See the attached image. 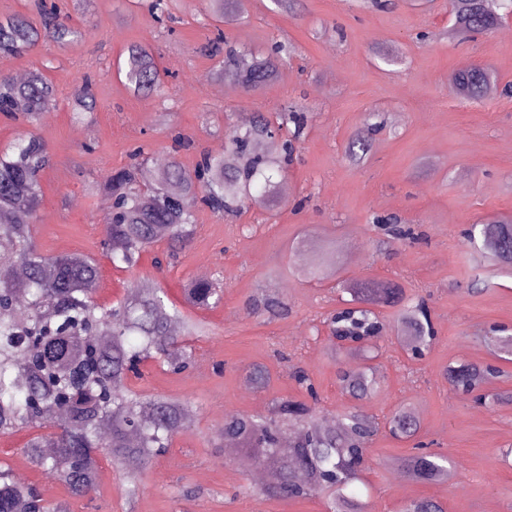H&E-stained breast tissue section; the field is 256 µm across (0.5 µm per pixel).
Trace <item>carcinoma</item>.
<instances>
[{
  "instance_id": "obj_1",
  "label": "carcinoma",
  "mask_w": 512,
  "mask_h": 512,
  "mask_svg": "<svg viewBox=\"0 0 512 512\" xmlns=\"http://www.w3.org/2000/svg\"><path fill=\"white\" fill-rule=\"evenodd\" d=\"M226 0H207V11L217 23H228ZM455 27L461 34L487 32L497 18L480 10V0H452ZM39 19L31 22L13 17L0 20V57L30 52L41 44L58 48L73 45L80 31L55 4L40 0ZM216 44H224L219 73L232 70L243 88L256 92L274 79L277 60H258L237 49L216 28ZM126 85L137 95L151 97L164 86L163 72L153 49L133 44L125 65L118 68ZM453 90L468 101H480L496 85L488 69L473 65L454 74ZM55 88L42 73L32 71L26 82L0 75V112L10 114L25 129L0 148V239L11 241L0 251V435L29 432L22 452L36 467L52 474L75 497L89 496L97 486L105 456L125 484V495L136 499L144 488L147 470L166 453L175 437L189 428V402L162 394L143 395L132 381L143 377V367L155 363L173 374L195 364L194 342L205 335L206 323L185 316L156 282H132L114 302H101L98 261L82 252L48 256L38 247L35 223L41 199V177L53 162L47 143L34 129L54 100ZM97 108L90 83L74 97L73 119L89 122ZM306 117L294 110L271 118L262 112L248 123L229 131L224 152L205 153L195 169L183 166L178 152L191 146L179 134L168 163L146 180L142 176L148 157L139 147L132 162L93 182L91 190L112 198L105 217L101 253L112 264L128 269L137 266L142 254L158 244L165 246L155 267L163 269L186 249L194 235L195 208L204 205L218 213L238 212L247 207L267 208L278 203L280 177L291 160ZM294 124L292 138L267 151L260 142H271L274 131ZM371 146L369 133L355 134L347 144L352 160L364 158ZM389 226L397 239H416L413 230L376 217ZM469 244L512 266V218L475 224L467 232ZM330 256L313 249L308 263L298 267L303 277H323ZM22 266V278L13 275ZM337 285L351 295L352 306L329 319L332 350L351 355L367 354L390 329L378 311L382 305L400 303L397 323L406 348L423 355L434 343L430 311L424 301L405 298L404 291L390 285L373 288L366 282L340 280ZM224 297L219 279L191 280L183 288L186 305L206 310ZM259 315L276 317L285 311L281 301L266 296L252 302ZM481 340L501 352L512 353V336H499L491 329ZM498 369L490 364H461L448 368L449 385L466 394H476L488 406L509 400V395L490 396L482 389ZM342 391L352 401L370 398L378 388L374 368L337 371ZM390 435L412 439L419 432V417L408 406L387 418ZM375 420L363 413L348 412L338 426L326 428L317 419L316 408L298 400H281L275 417L259 418L241 412H226L218 439L236 443L248 466L271 469L263 492L273 498L296 499L323 494L328 512H364L358 499L347 493L363 470L373 437ZM45 448L55 452L48 456ZM448 459L426 451L394 462L413 481H436L448 477ZM66 512L44 500L37 487L15 480L12 467L0 461V512ZM403 512H444L429 498L413 499Z\"/></svg>"
}]
</instances>
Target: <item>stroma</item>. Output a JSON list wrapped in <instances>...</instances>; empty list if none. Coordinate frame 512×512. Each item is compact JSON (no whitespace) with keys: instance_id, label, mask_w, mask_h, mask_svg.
<instances>
[{"instance_id":"obj_1","label":"stroma","mask_w":512,"mask_h":512,"mask_svg":"<svg viewBox=\"0 0 512 512\" xmlns=\"http://www.w3.org/2000/svg\"><path fill=\"white\" fill-rule=\"evenodd\" d=\"M149 2L92 0L88 11L72 17L81 38L68 49L42 45L0 58V73L39 68L56 90L53 109L37 128L53 156L37 212L43 253L99 258L102 302L120 298L138 278L156 279L176 302L188 280L224 278L222 303L191 312L209 324L208 336L195 343L196 366L170 375L152 364L136 383L193 408L190 428L149 470L138 512H326L320 496L265 495L236 451L212 443L222 410L263 414L273 399L305 398L291 377L297 366L313 380L327 417L348 407L336 357L319 332L341 295L335 278L316 283L295 274L309 257L300 246L306 238L333 252L341 277L390 282L406 296L425 297L437 332L419 359L389 332L375 360L380 383L362 409L380 418L411 406L421 428L412 441L375 437L353 484L367 512H401L418 498L440 500L446 512H512V458L501 456L512 449V402L487 408L446 379L448 367L492 363L502 375L487 391L512 392V359L480 339L492 326L512 331V269L474 252L466 239L471 224L512 215V96L494 92L469 102L448 81L478 63L499 84L512 83V21L461 41L450 34L451 0H389L384 7L373 0H297L288 12L271 0H229L228 11L238 16L224 28L231 41L262 56L285 40L294 52L264 90L246 92L234 78L215 96L197 81L213 76L220 62L210 51L215 29L202 0H176L170 22L159 21ZM134 43L151 45L167 74L159 96H137L117 74L119 56ZM87 77L97 110L82 124L72 118V100ZM287 106L305 111L308 121L280 204L224 215L199 207L190 247L160 274L148 253L130 271L102 259L109 208L106 195L89 186L129 164L134 147H144L151 161L167 159L170 132L178 130L194 142L179 153L191 168L251 113L272 115ZM367 122L379 130L365 159L351 162L346 145ZM378 215L397 217L418 240L391 238L374 226ZM262 289L286 304L287 315L267 320L253 312L251 299ZM256 365L269 372L262 391L250 390L247 381ZM27 438L24 432L0 436V461L23 473L45 499L65 503L69 512H126L122 482L110 466H102L89 497H71L22 456ZM418 442L449 456L453 479L396 487L394 461Z\"/></svg>"}]
</instances>
